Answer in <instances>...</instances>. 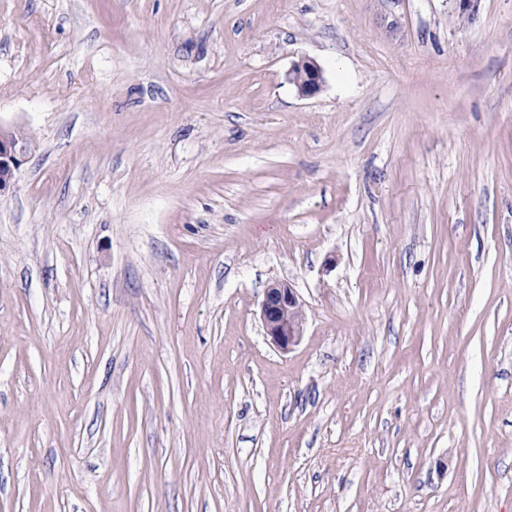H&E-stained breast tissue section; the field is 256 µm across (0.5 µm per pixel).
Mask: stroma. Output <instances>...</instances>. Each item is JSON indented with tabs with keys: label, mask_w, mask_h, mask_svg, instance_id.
Listing matches in <instances>:
<instances>
[{
	"label": "stroma",
	"mask_w": 512,
	"mask_h": 512,
	"mask_svg": "<svg viewBox=\"0 0 512 512\" xmlns=\"http://www.w3.org/2000/svg\"><path fill=\"white\" fill-rule=\"evenodd\" d=\"M456 17L0 0V512H512V0ZM289 74L298 94L302 97L314 96L322 87L323 71L313 60L301 58L294 61ZM28 145L15 133L0 127V196L13 187ZM260 317L270 343L286 353L302 336L303 305L289 283L275 282L266 288L260 305Z\"/></svg>",
	"instance_id": "stroma-1"
}]
</instances>
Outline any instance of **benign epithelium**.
I'll list each match as a JSON object with an SVG mask.
<instances>
[{"label": "benign epithelium", "mask_w": 512, "mask_h": 512, "mask_svg": "<svg viewBox=\"0 0 512 512\" xmlns=\"http://www.w3.org/2000/svg\"><path fill=\"white\" fill-rule=\"evenodd\" d=\"M290 78L299 95L311 97L322 87L323 71L316 62L301 58L292 63ZM27 148V143L15 133L0 128V196L13 187ZM260 317L265 335L279 351L286 353L299 342L304 324L303 305L290 284L275 282L266 288Z\"/></svg>", "instance_id": "7a95c632"}]
</instances>
